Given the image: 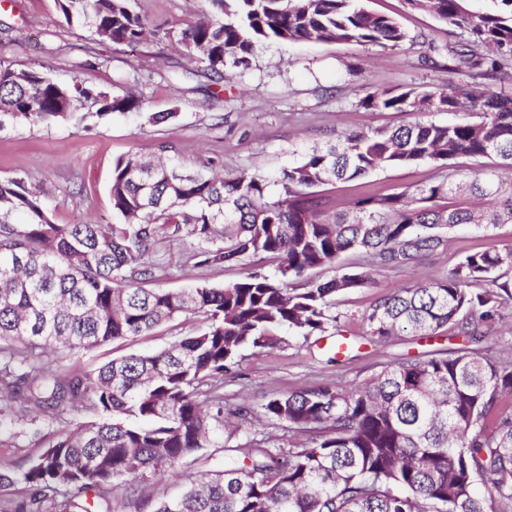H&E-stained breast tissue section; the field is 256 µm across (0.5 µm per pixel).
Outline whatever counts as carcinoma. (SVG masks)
<instances>
[{
    "label": "carcinoma",
    "mask_w": 512,
    "mask_h": 512,
    "mask_svg": "<svg viewBox=\"0 0 512 512\" xmlns=\"http://www.w3.org/2000/svg\"><path fill=\"white\" fill-rule=\"evenodd\" d=\"M136 0H56L69 27L115 47L155 34ZM211 11L181 32L187 56L219 84L251 66L265 42H356L382 50L408 35L362 0H209ZM459 30L443 48L448 85L404 90L369 86L367 111L457 113L475 120H414L337 136L308 150L275 178L260 170L193 175L171 159L137 153L112 166L116 223L55 224L40 192L23 177L0 179V393L50 418L63 409L96 416L54 434L19 477L0 472V490L35 491L38 512H88L63 490L110 491L175 468L209 446L214 430L240 431L224 416V397L197 400L244 349L275 347L336 326V297L363 288L367 270L338 269L354 251L388 269L417 262L448 244L458 226L488 230L512 223V0H406ZM144 98L114 95L0 62V123L83 124L137 112ZM496 157L492 166L483 159ZM467 158L471 166L452 164ZM427 163L437 171L409 192L366 195L352 209L327 213L313 188L364 178L378 169ZM277 186L274 192L271 187ZM197 241L198 265L277 261L251 267L223 285L148 288L151 254L163 235ZM512 267V248L491 244L448 275L383 296L363 316L375 341L429 336L447 325L473 341L486 335ZM201 318L197 333L152 354L113 359L93 374L47 361L71 360L114 340L133 339L182 316ZM263 416L311 442L285 450L254 439L229 448L224 469L191 483L154 512H512V358L460 349L387 365L361 387H317L274 396Z\"/></svg>",
    "instance_id": "carcinoma-1"
}]
</instances>
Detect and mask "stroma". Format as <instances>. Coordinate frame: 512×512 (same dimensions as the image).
<instances>
[{"label":"stroma","instance_id":"1","mask_svg":"<svg viewBox=\"0 0 512 512\" xmlns=\"http://www.w3.org/2000/svg\"><path fill=\"white\" fill-rule=\"evenodd\" d=\"M374 13L396 19L410 40L402 48L380 50L356 43L260 46L252 66L233 79L214 84L202 64L188 61L172 41L182 29L210 11L208 0H139L138 6L160 27L161 36L135 50H118L99 42L90 32L62 22L55 0H11L0 7V25L10 26L0 40V60L48 74L62 84L84 86L115 94L140 85L142 110L90 121L88 127L71 122L49 127L8 123L0 128V178L22 176L37 185L51 207L56 224H109L113 221L109 188L114 161L130 153L155 157L171 147L172 158L186 171L201 170L203 162L220 159L225 172L258 169L279 172L300 160L310 148L328 140L331 131L364 130L410 122L402 112H369L358 101L365 87L377 84L401 90L418 84L443 85L446 70L432 67L425 58L429 44L456 41L454 27L439 22L427 11L411 8L406 0H363ZM170 113L157 124L150 116ZM435 174L427 164L385 168L369 176L318 187L332 209L366 191L397 194L430 181ZM512 247V224L483 231L458 228L449 246L430 253L415 265L382 270L376 281L338 296L339 332L303 338L288 336L277 347L241 351L234 374L225 376L224 405L251 412L239 440H265L268 446L290 448L309 443L312 430H288L266 420L260 408L268 398L324 383L350 389L369 379L383 366L414 355H433L456 346L452 327L432 338L405 333L385 342L366 334L363 315L379 297L415 285L426 277L447 275L469 254L489 244ZM195 241L161 237L153 254L161 265L159 287L189 288L203 283L238 280V266H199L190 255ZM202 325L194 316L161 326L132 340H118L79 354L85 371L130 353L167 348L179 337L196 333ZM345 336L348 353L337 354L336 340ZM477 351L512 354V300L502 299L494 322ZM57 425L30 407L18 408L11 427L12 446H0V469L21 474L38 458ZM224 432L211 436L209 447L182 459L180 477L161 473L139 482L140 512H153L156 503L178 494L210 470L224 466Z\"/></svg>","mask_w":512,"mask_h":512}]
</instances>
